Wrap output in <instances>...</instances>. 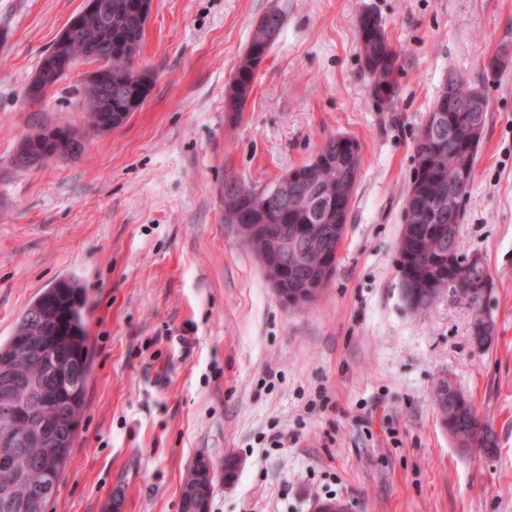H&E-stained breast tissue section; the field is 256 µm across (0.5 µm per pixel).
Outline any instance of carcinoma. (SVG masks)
I'll return each instance as SVG.
<instances>
[{
	"instance_id": "cac0c4a2",
	"label": "carcinoma",
	"mask_w": 512,
	"mask_h": 512,
	"mask_svg": "<svg viewBox=\"0 0 512 512\" xmlns=\"http://www.w3.org/2000/svg\"><path fill=\"white\" fill-rule=\"evenodd\" d=\"M111 11L74 15L79 20L78 30L60 35L53 47L44 54L26 88V99L40 102V83L58 84L80 60L88 61L87 48L96 42L105 30L112 31V66L99 67L91 72L92 78L82 83V93L88 102L87 125L89 132H78L69 127H44L25 136L14 154L40 155L47 162L56 157H76L85 149V137L105 135L118 129L138 111L147 100L154 78L150 70H138L134 61L139 58L145 33V22L140 18L139 6L143 0H106ZM283 13L272 8L258 20L252 31L249 46L239 61L231 79L227 96V110L241 112L252 92L255 70L266 58L284 26ZM360 55L364 61L372 92L381 101L390 103L396 95V77L400 69L401 53L391 44L381 20L372 12H362L357 21ZM445 108L447 120L444 127L426 139L414 142L416 166L427 164L438 179L426 186L424 193L439 210V222L420 225L415 241L418 251L412 258L398 257L400 270L411 269L423 284L432 288L451 291L470 309L483 305L487 296L481 292L467 299L458 290L457 276L467 271L468 277L481 276L485 265L469 266V257L460 253V245H452L451 232L458 229L464 212V200L475 179L476 166L467 170L463 181L456 179L458 156L472 140L482 141L489 104L479 113L478 128L459 120V106H443L437 99L432 111ZM320 161H310L292 169L297 178L280 183V204L263 207L264 191L246 186L233 178L224 181V194L232 205L224 211L226 224H261L265 236L252 244V251L260 254L269 242L288 244L280 254V261L288 267V284L300 283L317 269L318 260L330 255L338 261L350 210L339 214L340 229L327 233L335 223L330 204L335 199L352 202L354 186L359 177L361 147L358 141L341 134L326 139L320 149ZM87 296L82 288L70 281L59 282L53 301L42 304L41 298L26 308L14 331L25 335L27 350L20 362L19 376L13 387L16 401L26 405L37 416L44 411L35 387L45 388L43 368L46 360L45 345L59 339L69 346L75 358L74 368L84 375L91 369L89 336L85 330ZM76 323L80 334L69 333L71 323ZM448 426L454 431L472 433L473 405L453 408L448 401L445 409ZM47 449L38 441L24 446L17 459V467L25 473L27 486L42 485L49 476L42 460ZM196 490L202 496H212L213 484L194 469L184 479L183 493ZM24 498V489L12 486L0 478V512L7 499Z\"/></svg>"
}]
</instances>
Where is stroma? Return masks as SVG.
<instances>
[{"label": "stroma", "instance_id": "35a3bbf8", "mask_svg": "<svg viewBox=\"0 0 512 512\" xmlns=\"http://www.w3.org/2000/svg\"><path fill=\"white\" fill-rule=\"evenodd\" d=\"M85 0H0V341L59 281L84 288L94 352L84 408L44 512H180L196 456L235 457L210 512H512V0H154L138 59L155 83L122 127L78 157L27 171L9 160L46 126L85 127L81 61L40 103L25 90ZM285 24L243 112L225 89L261 15ZM376 13L403 53L393 103L374 96L357 19ZM490 109L460 251L494 288L490 349L444 294L420 314L402 292L397 243L413 143L449 73ZM362 149L327 287L292 310L224 221V180L272 186L325 139ZM450 377L491 426L463 451L433 391ZM288 435L271 443L272 430Z\"/></svg>", "mask_w": 512, "mask_h": 512}]
</instances>
